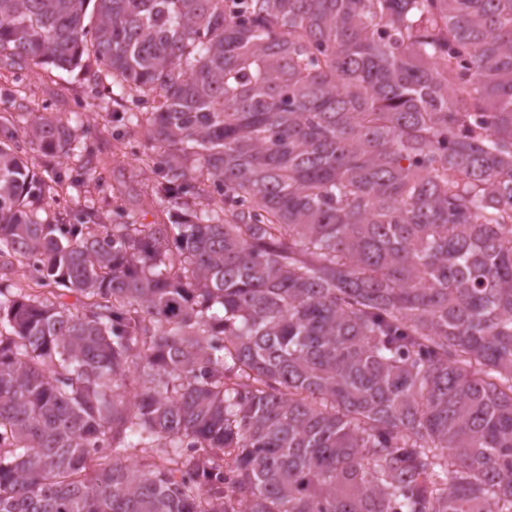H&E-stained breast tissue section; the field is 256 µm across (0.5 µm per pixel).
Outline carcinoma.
<instances>
[{
    "label": "carcinoma",
    "mask_w": 512,
    "mask_h": 512,
    "mask_svg": "<svg viewBox=\"0 0 512 512\" xmlns=\"http://www.w3.org/2000/svg\"><path fill=\"white\" fill-rule=\"evenodd\" d=\"M1 56L142 107L171 221L0 125V512H512V0H0Z\"/></svg>",
    "instance_id": "carcinoma-1"
}]
</instances>
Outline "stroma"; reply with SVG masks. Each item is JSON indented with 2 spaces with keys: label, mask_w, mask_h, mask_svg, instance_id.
<instances>
[{
  "label": "stroma",
  "mask_w": 512,
  "mask_h": 512,
  "mask_svg": "<svg viewBox=\"0 0 512 512\" xmlns=\"http://www.w3.org/2000/svg\"><path fill=\"white\" fill-rule=\"evenodd\" d=\"M110 93L109 87L85 81L76 70L68 72L51 67L33 74L18 69L8 60H0V117L15 120L14 100L18 97L23 99L28 111L36 114L47 108L82 113L88 127V145L101 151L108 161L99 183L87 189L60 188L57 197L60 207L77 212L91 197L103 209L123 208L139 223H162L167 215L153 202V169L158 151L138 131L118 122L106 124L100 120L96 105Z\"/></svg>",
  "instance_id": "1"
}]
</instances>
